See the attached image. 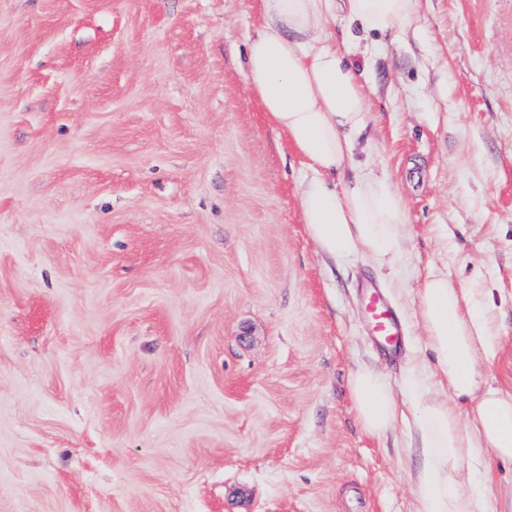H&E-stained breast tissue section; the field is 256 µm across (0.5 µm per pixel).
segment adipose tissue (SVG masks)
<instances>
[{"instance_id": "adipose-tissue-1", "label": "adipose tissue", "mask_w": 512, "mask_h": 512, "mask_svg": "<svg viewBox=\"0 0 512 512\" xmlns=\"http://www.w3.org/2000/svg\"><path fill=\"white\" fill-rule=\"evenodd\" d=\"M263 25L248 47L250 89L310 176L300 185L302 221L335 259L366 256L392 267L402 252L404 201L386 178L361 168L355 145L368 123L367 86L331 28L398 31L414 0H260ZM474 289L429 270L416 295L428 356L407 359L408 386L395 393L371 369L349 379L356 415L379 436L409 434L417 464L413 512H490L479 491L494 465L512 463V394L482 389L495 355L496 325ZM431 374L447 398L420 386Z\"/></svg>"}]
</instances>
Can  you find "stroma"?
I'll list each match as a JSON object with an SVG mask.
<instances>
[{"label":"stroma","mask_w":512,"mask_h":512,"mask_svg":"<svg viewBox=\"0 0 512 512\" xmlns=\"http://www.w3.org/2000/svg\"><path fill=\"white\" fill-rule=\"evenodd\" d=\"M260 25L259 0H0V512H412L407 433L369 435L348 381L404 388L432 265L487 289L512 394V0L336 22L370 49L356 157L406 204L392 269L308 235ZM366 310L374 335L382 343L396 347L401 336V326L391 307L375 288H371L368 293Z\"/></svg>","instance_id":"obj_1"}]
</instances>
